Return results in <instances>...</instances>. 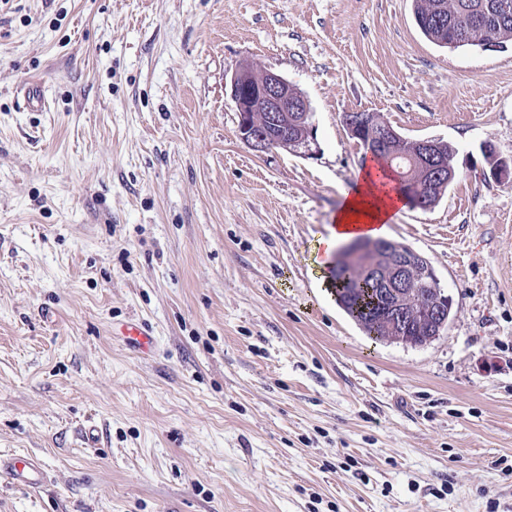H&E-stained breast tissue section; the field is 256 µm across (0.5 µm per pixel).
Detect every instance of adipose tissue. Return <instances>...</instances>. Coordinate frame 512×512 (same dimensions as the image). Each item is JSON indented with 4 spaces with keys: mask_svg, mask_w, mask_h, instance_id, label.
<instances>
[{
    "mask_svg": "<svg viewBox=\"0 0 512 512\" xmlns=\"http://www.w3.org/2000/svg\"><path fill=\"white\" fill-rule=\"evenodd\" d=\"M403 206V197L378 180L373 164L364 165L357 186L344 195L332 233L320 241L324 254L343 240L378 238Z\"/></svg>",
    "mask_w": 512,
    "mask_h": 512,
    "instance_id": "obj_1",
    "label": "adipose tissue"
}]
</instances>
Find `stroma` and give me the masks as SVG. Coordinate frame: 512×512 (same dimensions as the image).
Listing matches in <instances>:
<instances>
[{
  "instance_id": "1",
  "label": "stroma",
  "mask_w": 512,
  "mask_h": 512,
  "mask_svg": "<svg viewBox=\"0 0 512 512\" xmlns=\"http://www.w3.org/2000/svg\"><path fill=\"white\" fill-rule=\"evenodd\" d=\"M245 66L306 96L316 154L240 139ZM352 112L455 150L443 199L385 234L452 299L425 346L372 341L332 291ZM489 145L512 160V49L438 47L412 0H0V454L46 473L0 512H512ZM122 336L142 352H148L153 344L152 332L135 320L129 321L122 331Z\"/></svg>"
}]
</instances>
